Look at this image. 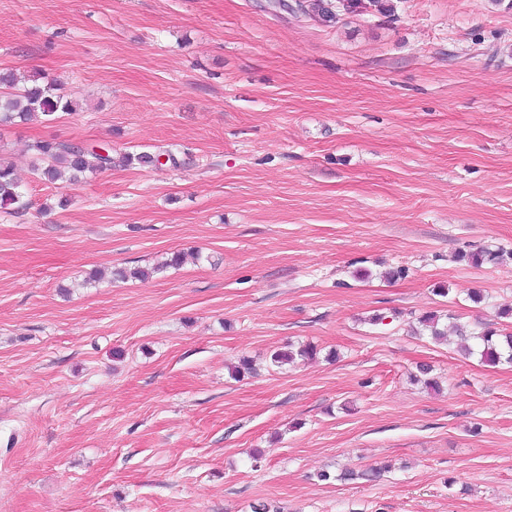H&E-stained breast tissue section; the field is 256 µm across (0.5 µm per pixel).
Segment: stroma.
I'll return each instance as SVG.
<instances>
[{
    "label": "stroma",
    "instance_id": "1",
    "mask_svg": "<svg viewBox=\"0 0 512 512\" xmlns=\"http://www.w3.org/2000/svg\"><path fill=\"white\" fill-rule=\"evenodd\" d=\"M294 2L0 0V71L79 102L0 126V512H512V364L416 331L512 326V0ZM37 139L181 164L59 188ZM28 207L26 192L17 180L13 166L0 159V209L18 214L26 211ZM182 263L183 255L179 252H174L171 254L169 258H167L164 261V263H161L159 265L152 267L137 268L130 272H128L125 268H119L116 269L115 272H113V275L117 279H126L128 277H131L139 280H148L149 278L153 277L154 273H157L168 267L177 268L180 265H182Z\"/></svg>",
    "mask_w": 512,
    "mask_h": 512
}]
</instances>
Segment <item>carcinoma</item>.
Wrapping results in <instances>:
<instances>
[{
	"label": "carcinoma",
	"mask_w": 512,
	"mask_h": 512,
	"mask_svg": "<svg viewBox=\"0 0 512 512\" xmlns=\"http://www.w3.org/2000/svg\"><path fill=\"white\" fill-rule=\"evenodd\" d=\"M39 76L31 75L24 82L11 72L0 74V84L7 86L11 92L0 96V125L12 124L16 121L30 122L41 120L49 122L56 119L58 113L76 111L77 102L63 95L50 93V87L38 84ZM29 149L41 161L37 167L39 179L45 184L54 185L60 181L76 182L86 173H96L113 167H130L138 165L149 167L160 164V156L148 152L131 153L112 151L111 145L104 147H85L73 143L51 140H36ZM29 201L26 192L17 180L13 166L0 159V209L18 214L26 211ZM504 252L501 249H481L471 253H461L458 258L468 261L475 267L494 264L501 260ZM183 263V255L174 252L163 263L127 271L119 268L113 272L118 279L128 277L147 280L153 274L168 267L177 268ZM420 323L435 341L446 338L448 326L440 323L439 316L429 313L420 317ZM455 331L461 339H472L475 345H465L464 350L478 353L483 363L496 366L506 361L512 363V332L504 330L467 333L465 327L456 323ZM316 355V349L310 345L301 346L296 350L276 351L272 354L273 363L283 366L295 363L296 359H310Z\"/></svg>",
	"instance_id": "cac0c4a2"
}]
</instances>
